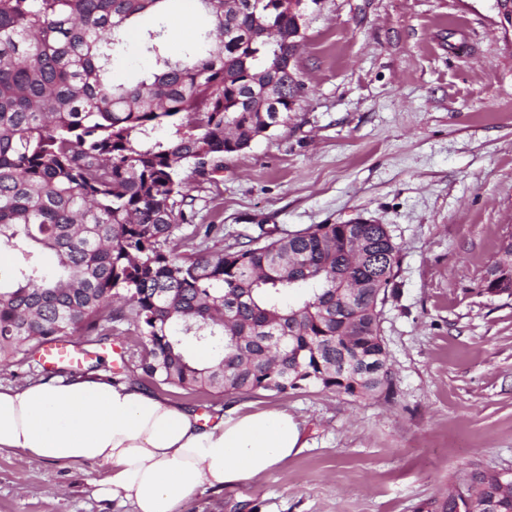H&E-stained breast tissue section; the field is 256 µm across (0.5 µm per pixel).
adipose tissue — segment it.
<instances>
[{"label":"adipose tissue","mask_w":512,"mask_h":512,"mask_svg":"<svg viewBox=\"0 0 512 512\" xmlns=\"http://www.w3.org/2000/svg\"><path fill=\"white\" fill-rule=\"evenodd\" d=\"M28 462L106 466L94 494L133 512H180L198 488L218 491L266 474L303 449L285 410L229 411L212 424L131 384L52 377L0 386V450Z\"/></svg>","instance_id":"1"}]
</instances>
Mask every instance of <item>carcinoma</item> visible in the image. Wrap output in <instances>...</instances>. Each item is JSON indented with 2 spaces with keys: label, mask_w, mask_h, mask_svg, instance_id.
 <instances>
[{
  "label": "carcinoma",
  "mask_w": 512,
  "mask_h": 512,
  "mask_svg": "<svg viewBox=\"0 0 512 512\" xmlns=\"http://www.w3.org/2000/svg\"><path fill=\"white\" fill-rule=\"evenodd\" d=\"M172 0H0V366L44 344L135 328L141 369L184 390L286 394L308 386L352 397L391 391L379 304L399 247L386 225L317 224L264 243L207 251L221 224H194L188 166L214 181L306 96L295 63L306 11L288 0H194L207 27L172 56L163 18ZM146 17L152 23L144 24ZM152 68L112 78L130 32ZM270 70L280 112H253ZM169 124L171 135L153 138ZM191 248L169 247L181 225ZM487 274L512 290V235ZM360 290L344 301L351 284ZM208 346L199 363L189 344ZM509 469L480 468L427 512L472 500L512 512Z\"/></svg>",
  "instance_id": "obj_1"
}]
</instances>
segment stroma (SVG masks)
<instances>
[{"instance_id":"1","label":"stroma","mask_w":512,"mask_h":512,"mask_svg":"<svg viewBox=\"0 0 512 512\" xmlns=\"http://www.w3.org/2000/svg\"><path fill=\"white\" fill-rule=\"evenodd\" d=\"M296 66L307 88L287 126L226 157L191 191L219 251L362 218L400 248L380 307L389 398L309 387L186 391L140 368L113 324L92 373L215 419L283 408L305 446L264 476L198 489L182 512H420L476 467L512 469V297L481 289L512 234V32L494 0H322ZM94 462L28 463L0 450V512H131L94 498Z\"/></svg>"}]
</instances>
